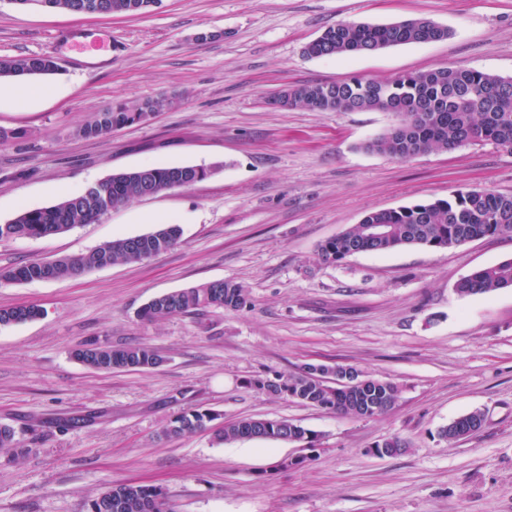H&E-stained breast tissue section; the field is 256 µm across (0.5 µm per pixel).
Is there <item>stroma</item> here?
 Masks as SVG:
<instances>
[{"label": "stroma", "mask_w": 512, "mask_h": 512, "mask_svg": "<svg viewBox=\"0 0 512 512\" xmlns=\"http://www.w3.org/2000/svg\"><path fill=\"white\" fill-rule=\"evenodd\" d=\"M425 17L447 39L352 57L305 45L340 21ZM47 56L58 74L32 99L0 102V224L108 175L197 165L191 186L112 208L90 224L0 240V267L88 252L117 238L182 228L148 261L76 279L0 280V308L40 318L0 326V512H88L126 483L163 490L173 512H512V288L461 295L457 282L512 258V237L450 249L399 247L326 265L319 245L371 211L459 190L512 192V152L476 142L401 161L366 150L389 112H314L266 100L305 82L389 80L442 67L512 77V0H160L140 15L20 9L0 0V57ZM165 96L146 120L94 139L75 130L115 104ZM212 280L249 294L159 322L154 297ZM146 345L153 369L100 372L83 344ZM351 365L393 382L397 404L342 415L247 387L306 365ZM221 421L286 419L317 432L215 444L211 432L161 438L178 412ZM482 429L456 443L441 427L472 410ZM400 437L391 457L376 444Z\"/></svg>", "instance_id": "35a3bbf8"}]
</instances>
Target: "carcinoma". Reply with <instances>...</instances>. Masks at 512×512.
I'll use <instances>...</instances> for the list:
<instances>
[{
	"mask_svg": "<svg viewBox=\"0 0 512 512\" xmlns=\"http://www.w3.org/2000/svg\"><path fill=\"white\" fill-rule=\"evenodd\" d=\"M96 10L107 4L113 14H142L156 0H48L49 8L70 10L74 2ZM448 28L423 18L387 24L350 21L328 27L305 48L307 55L351 56L369 54L391 46L441 41ZM58 69L50 57H0V78L51 74ZM268 104L279 108L301 107L317 112L383 111L395 115L396 123L366 144L367 149L399 159L431 150L451 151L472 141L491 142L512 148V77L504 78L477 69L452 67L410 72L391 80L350 77L331 83H304L278 92ZM135 122L125 106L108 108L76 130L81 138H98ZM192 166H167L113 174L103 179L94 193L66 198L44 208L27 209L6 224H0V239L42 237L88 224L114 208L140 198L147 189H167L170 181L193 172ZM386 224L388 236L378 242L364 238L363 225ZM182 230L177 224H161L148 234L118 238L87 253L61 256L53 261H32L0 269V279L17 283L49 281L83 276L108 265L138 262L143 251L162 253L177 244ZM512 235V193L479 188L459 191L448 199L425 200L398 208L367 213L362 221L324 241L318 255L324 263H338L352 249L383 253L404 246L447 249L485 237ZM512 288V258L479 267L456 285L461 295L490 294ZM248 304L241 285L215 280L158 296L147 303L140 317L164 320L175 314L195 313L210 307L240 310ZM42 315L35 306L0 308V325L23 322ZM76 357L87 366L110 372L116 369H151L163 358L146 346L112 348L86 344ZM333 372L318 370L250 379L246 385L271 395L357 416L361 408L382 413L399 399L398 387L386 380L359 375L346 389L329 384ZM210 410L187 409L177 414L165 433L190 434L218 419ZM483 413L471 411L441 428L439 436L457 442L478 432ZM256 435L315 447L311 430L285 419L243 417L225 423L213 433V441L227 444ZM90 512H166L164 496L151 485L129 483L100 492L89 504Z\"/></svg>",
	"mask_w": 512,
	"mask_h": 512,
	"instance_id": "carcinoma-1",
	"label": "carcinoma"
}]
</instances>
